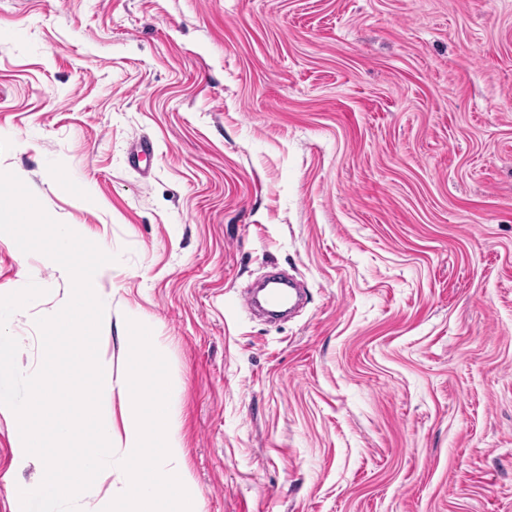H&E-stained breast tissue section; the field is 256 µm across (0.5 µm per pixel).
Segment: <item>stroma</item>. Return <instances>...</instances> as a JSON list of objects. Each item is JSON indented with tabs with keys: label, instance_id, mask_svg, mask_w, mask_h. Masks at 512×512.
I'll list each match as a JSON object with an SVG mask.
<instances>
[{
	"label": "stroma",
	"instance_id": "35a3bbf8",
	"mask_svg": "<svg viewBox=\"0 0 512 512\" xmlns=\"http://www.w3.org/2000/svg\"><path fill=\"white\" fill-rule=\"evenodd\" d=\"M0 171L116 255L203 512H512V0H0ZM30 282L28 373L64 283L0 234ZM263 303L269 313H278L299 295L296 286L280 277L271 278L264 287Z\"/></svg>",
	"mask_w": 512,
	"mask_h": 512
}]
</instances>
